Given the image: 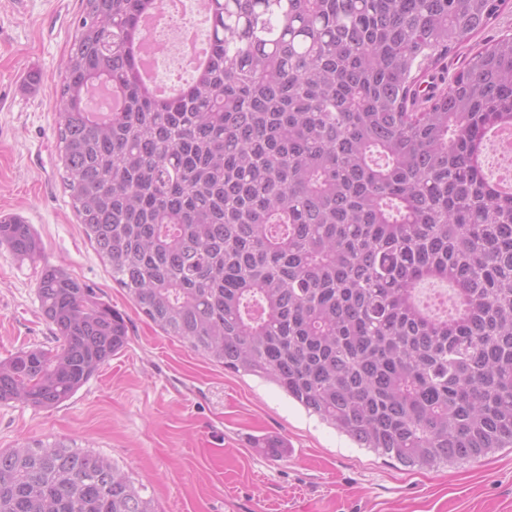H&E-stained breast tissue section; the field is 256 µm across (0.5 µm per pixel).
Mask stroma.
Wrapping results in <instances>:
<instances>
[{
  "label": "stroma",
  "instance_id": "1",
  "mask_svg": "<svg viewBox=\"0 0 512 512\" xmlns=\"http://www.w3.org/2000/svg\"><path fill=\"white\" fill-rule=\"evenodd\" d=\"M81 0H0V215L31 224L43 261L125 316L129 341L51 410L0 403V448L60 440L111 457L160 512H512V448L406 468L358 447L275 384L165 336L112 280L57 166L54 101ZM40 82L29 80L30 73ZM38 264L0 247V361L51 346ZM266 437L286 448L274 458Z\"/></svg>",
  "mask_w": 512,
  "mask_h": 512
}]
</instances>
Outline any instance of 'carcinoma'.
<instances>
[{
	"label": "carcinoma",
	"instance_id": "carcinoma-1",
	"mask_svg": "<svg viewBox=\"0 0 512 512\" xmlns=\"http://www.w3.org/2000/svg\"><path fill=\"white\" fill-rule=\"evenodd\" d=\"M157 2L82 0L56 102L63 186L112 280L193 354L404 467L512 448V195L479 164L512 126V36L429 74L507 0H207L211 53L166 100L139 76ZM0 246L41 257L18 214ZM36 295L57 346L0 361V401L48 410L128 327L61 267ZM0 512L158 510L110 458L39 442L0 448Z\"/></svg>",
	"mask_w": 512,
	"mask_h": 512
}]
</instances>
